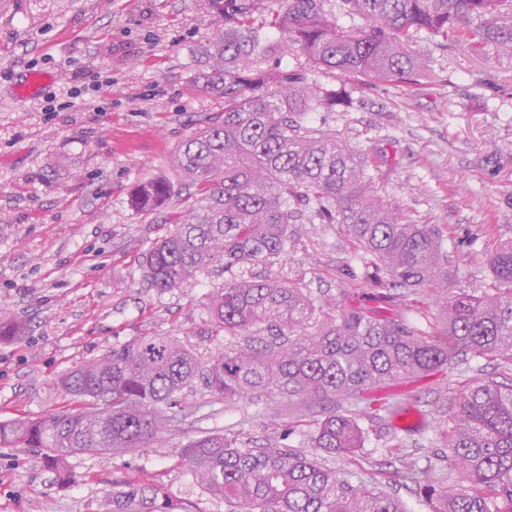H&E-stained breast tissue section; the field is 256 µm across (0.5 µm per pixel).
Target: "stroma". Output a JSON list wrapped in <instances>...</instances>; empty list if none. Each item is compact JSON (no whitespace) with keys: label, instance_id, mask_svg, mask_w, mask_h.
I'll return each instance as SVG.
<instances>
[{"label":"stroma","instance_id":"35a3bbf8","mask_svg":"<svg viewBox=\"0 0 512 512\" xmlns=\"http://www.w3.org/2000/svg\"><path fill=\"white\" fill-rule=\"evenodd\" d=\"M223 25L211 0H0V312L28 325L0 340V421L56 412L61 375L138 336H176L202 353L246 348L244 337L215 334L206 313L219 278L164 293L147 287L143 255L167 215L129 204L140 181L176 178L181 143L221 112L223 100L200 91L196 77ZM277 63L308 70L313 84L349 87L350 110L315 113V122L383 156L382 196L443 227L468 272L463 288H494L489 256L497 238H512V158L500 152L512 143V60L435 47L431 76L414 90L312 72L297 51ZM25 69L58 80L23 103L14 84ZM71 86L82 91L76 106L47 111L48 96ZM294 238L270 274L309 299L314 320L348 293L364 303L375 294L373 271L355 260L341 225L299 224ZM490 379L512 386V361L470 358L390 387L407 416L360 413L365 440L354 457L313 447L322 407L297 412L265 393L215 404L199 386L148 448L71 456L65 483L41 449L0 445V512H109L115 484L142 479L194 512H224L180 458L205 431L253 445L278 437L352 483L384 486L410 512H430L424 483L459 484L446 442L459 396Z\"/></svg>","mask_w":512,"mask_h":512}]
</instances>
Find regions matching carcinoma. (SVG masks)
Segmentation results:
<instances>
[{
  "instance_id": "cac0c4a2",
  "label": "carcinoma",
  "mask_w": 512,
  "mask_h": 512,
  "mask_svg": "<svg viewBox=\"0 0 512 512\" xmlns=\"http://www.w3.org/2000/svg\"><path fill=\"white\" fill-rule=\"evenodd\" d=\"M212 4L224 29L207 48L212 65L198 83L224 100V111L178 149L175 164L197 184V198L144 255L143 277L166 292L224 270L228 278L206 303L214 326L268 341L203 360L176 336H138L59 378L74 409L1 421L0 445L42 449L62 482L74 454L148 447L170 422L177 395L198 380L217 401L277 391L336 405L456 359H512V239L497 240L490 254L493 292L454 290L460 271L442 228L411 220L382 198L371 168L383 159L311 122L314 112L347 107V89L318 87L300 70L262 67L281 46L252 23L255 0ZM274 28L310 68L373 84L413 87L428 75L425 53L406 45L416 38L512 60V0H282ZM178 195L174 182L157 177L137 186L132 204L149 213ZM294 224L344 226L355 255L375 269L376 286L430 296L442 317L423 329L350 299L307 330L312 309L296 289L238 274L288 251ZM451 420L448 461L460 487L425 484L431 512H512V387L494 380L469 386ZM363 439L357 415L334 410L313 436L314 447L337 454L363 447ZM181 458L227 512H405L393 494L342 479L275 439L251 448L204 432ZM112 512L190 509L158 485L136 481L112 492Z\"/></svg>"
}]
</instances>
